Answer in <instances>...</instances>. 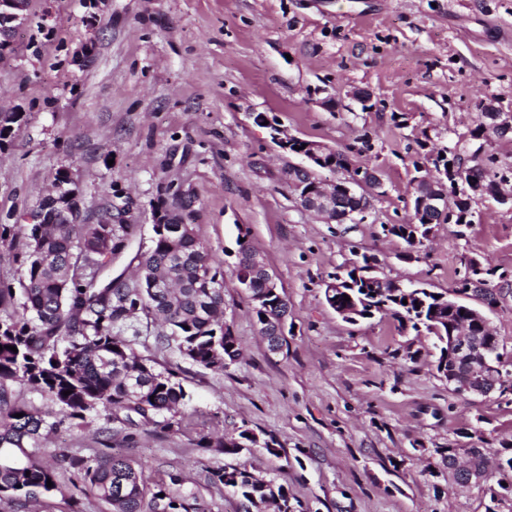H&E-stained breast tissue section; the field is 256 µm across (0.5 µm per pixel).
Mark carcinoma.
<instances>
[{
	"label": "carcinoma",
	"instance_id": "cac0c4a2",
	"mask_svg": "<svg viewBox=\"0 0 512 512\" xmlns=\"http://www.w3.org/2000/svg\"><path fill=\"white\" fill-rule=\"evenodd\" d=\"M424 149L416 165L413 199L423 193L426 177L452 171L448 178V216L440 224L468 226L473 218L475 197L459 185L471 180L490 187L504 181L494 170V159L465 161L458 154L446 157L448 148ZM159 205L177 220L157 232L152 244L138 260L136 279L103 281L100 274L112 263L123 237L134 224L112 223V210L125 204L109 203L95 224L86 223L85 207L78 208L77 224H0V240H19L18 287L0 284V305L18 302V310L0 318V499L22 505L61 491L56 470L36 462L45 434L56 429L57 414L83 420L89 414L104 415L134 426L170 428L187 393L170 372L157 369L139 356L136 339L120 335L122 328L141 316L159 319L165 331L156 337L163 347L175 346L180 355L207 368L224 370L239 358V343L224 326V274L220 262L194 236L191 200L181 188L169 184ZM415 229L405 233L402 224L388 232L417 249L431 235L434 225L412 218ZM151 274L167 282L168 288L149 286ZM369 264L354 267L333 278L335 286L324 290L326 301L341 308H358L357 319L388 314L402 328L425 331L437 350L440 366L448 335V323L473 320V307L461 302L448 305V296L428 288L406 286L370 288L364 278ZM497 273L486 259L472 258L465 275L475 295L491 293L490 278ZM350 297L346 301L343 296ZM279 297L270 295L266 304L254 302L260 333L273 346ZM14 346L17 351L7 349ZM34 389L48 397L58 412L32 411L11 401V387ZM71 391L65 396L63 392ZM22 417L17 418L15 414ZM258 444L255 433L244 429L238 437L216 444L206 443L226 454L250 452ZM84 480L92 492L111 505V512H198L185 496H174L164 485L149 487L143 465L120 452L81 461ZM213 478L230 487L242 501L243 512H300L288 489L254 476L246 469L219 468ZM52 487H47V482Z\"/></svg>",
	"mask_w": 512,
	"mask_h": 512
}]
</instances>
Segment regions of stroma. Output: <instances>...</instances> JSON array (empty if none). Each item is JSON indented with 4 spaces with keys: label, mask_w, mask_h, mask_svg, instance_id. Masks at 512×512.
Instances as JSON below:
<instances>
[{
    "label": "stroma",
    "mask_w": 512,
    "mask_h": 512,
    "mask_svg": "<svg viewBox=\"0 0 512 512\" xmlns=\"http://www.w3.org/2000/svg\"><path fill=\"white\" fill-rule=\"evenodd\" d=\"M28 14L0 59V113L21 116L0 146V224L36 209L64 172L89 223L123 193L137 231L112 273L127 275L151 244L165 184L178 183L194 200L196 238L222 262L224 320L241 349L215 371L158 345V324L139 318L138 354L190 395L177 425L147 435L68 418L44 441L42 464L119 448L145 464L149 483L195 497L202 512H242L212 478L225 467L284 485L305 512H512V497H490L499 460L512 456V405L456 393L428 337L381 314L348 324L324 298L330 275L365 254L379 277L436 292L485 257L500 273L495 301L467 302L512 355V206L478 201L465 235L439 224L416 250L386 231L412 215L420 141L495 157L512 180V136H472L487 106L512 114V0H30ZM88 43L91 61H77ZM355 89L369 92L368 106ZM255 112L376 172L362 223L326 224L296 204L287 171L298 158ZM242 238L288 298L278 353L235 276ZM244 429L276 453L201 446ZM470 448L489 464L466 484L458 472ZM60 483L26 508L1 500L0 512H110L79 471Z\"/></svg>",
    "instance_id": "obj_1"
}]
</instances>
